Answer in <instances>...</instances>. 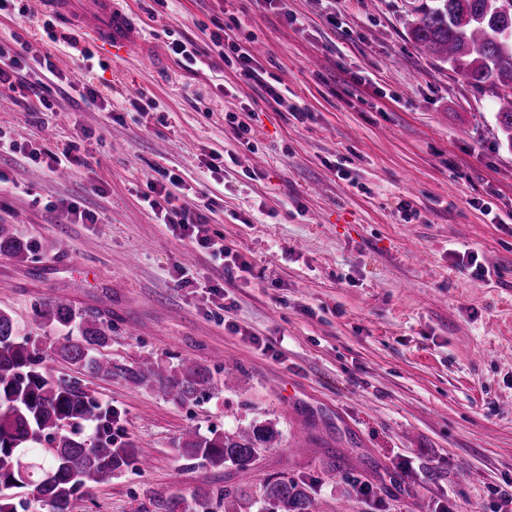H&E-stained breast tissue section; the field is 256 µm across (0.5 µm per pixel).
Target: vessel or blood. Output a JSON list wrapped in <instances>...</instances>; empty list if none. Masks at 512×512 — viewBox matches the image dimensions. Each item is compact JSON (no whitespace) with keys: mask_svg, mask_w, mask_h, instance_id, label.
I'll return each mask as SVG.
<instances>
[{"mask_svg":"<svg viewBox=\"0 0 512 512\" xmlns=\"http://www.w3.org/2000/svg\"><path fill=\"white\" fill-rule=\"evenodd\" d=\"M41 10L87 32L98 46L147 57L152 47L126 7L127 0H37Z\"/></svg>","mask_w":512,"mask_h":512,"instance_id":"1","label":"vessel or blood"}]
</instances>
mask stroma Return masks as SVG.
<instances>
[{
	"label": "stroma",
	"instance_id": "1",
	"mask_svg": "<svg viewBox=\"0 0 512 512\" xmlns=\"http://www.w3.org/2000/svg\"><path fill=\"white\" fill-rule=\"evenodd\" d=\"M422 2L128 0L149 61L49 42L36 0L0 12V33L50 52L62 88L39 123L21 89L0 88V134L42 153L0 154V224L54 245L24 262L0 254V310L45 349L63 333L33 306L60 298L111 323L113 362L187 359L216 384L181 403L80 377L137 457L82 512H159L224 486L255 496L281 475L308 485L312 512H498L512 488V146L495 96L412 41ZM223 31L248 47L257 80L217 51L189 72L169 50ZM88 82L115 112L76 95ZM65 149L71 171L51 173L45 153ZM164 171L249 264L246 279H225L144 205ZM70 205L100 223H71ZM468 248L485 279L463 266ZM253 425L277 437L246 467L177 447L188 431Z\"/></svg>",
	"mask_w": 512,
	"mask_h": 512
}]
</instances>
